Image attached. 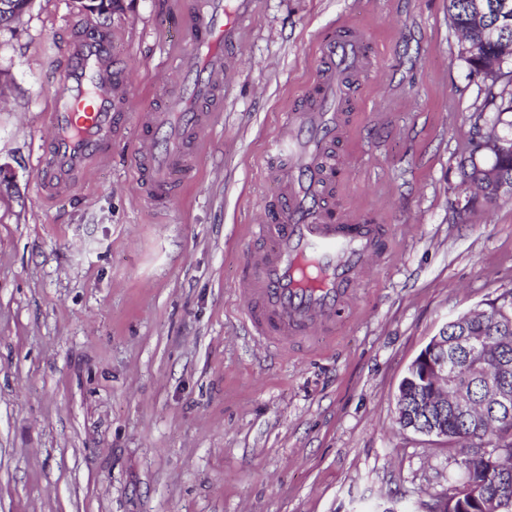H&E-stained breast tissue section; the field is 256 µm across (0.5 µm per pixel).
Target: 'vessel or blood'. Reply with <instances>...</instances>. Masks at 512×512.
Wrapping results in <instances>:
<instances>
[{
    "mask_svg": "<svg viewBox=\"0 0 512 512\" xmlns=\"http://www.w3.org/2000/svg\"><path fill=\"white\" fill-rule=\"evenodd\" d=\"M254 4L235 0L230 10L224 0L176 4L186 47L166 67L185 84L167 108L139 115L133 167L147 197L171 202L193 182L235 65L227 50ZM316 54L315 99L284 115L271 143L276 164L269 175L280 187V210L275 221L252 225L262 245L236 284L254 337L283 351L333 328L353 303V285L390 252L380 225L337 221L332 194L331 155L347 133L351 91L376 76L372 52L357 27L341 23L318 42ZM56 80L60 90L46 114L50 137L35 158L36 192L46 201L87 181L127 128L129 85L114 59L111 32L76 34Z\"/></svg>",
    "mask_w": 512,
    "mask_h": 512,
    "instance_id": "1",
    "label": "vessel or blood"
}]
</instances>
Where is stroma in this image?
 I'll return each instance as SVG.
<instances>
[{
	"label": "stroma",
	"instance_id": "stroma-1",
	"mask_svg": "<svg viewBox=\"0 0 512 512\" xmlns=\"http://www.w3.org/2000/svg\"><path fill=\"white\" fill-rule=\"evenodd\" d=\"M171 2L32 0L0 26V512H439L458 454L398 427V386L448 320L512 289V200L456 212L487 87L448 0H256L195 186L152 211L131 128L86 184L41 200L72 32L112 30L133 125L182 41ZM341 21L380 80L352 97L336 210L388 225L392 248L335 341L283 358L251 338L234 283L276 196L269 144Z\"/></svg>",
	"mask_w": 512,
	"mask_h": 512
}]
</instances>
